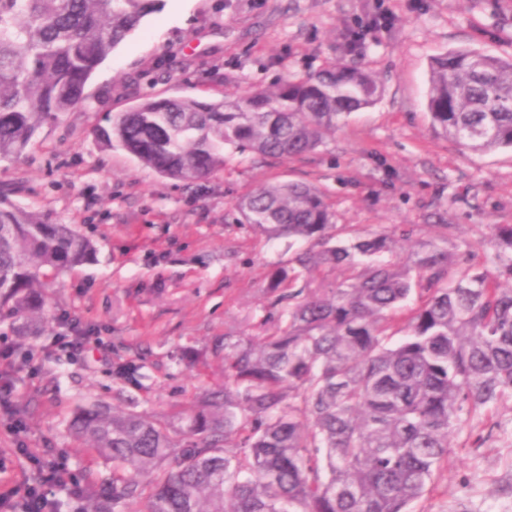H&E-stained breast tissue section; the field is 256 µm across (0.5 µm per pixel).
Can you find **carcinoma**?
Segmentation results:
<instances>
[{"mask_svg": "<svg viewBox=\"0 0 512 512\" xmlns=\"http://www.w3.org/2000/svg\"><path fill=\"white\" fill-rule=\"evenodd\" d=\"M162 0H0V161L16 160L42 126L90 105L98 66ZM427 107L435 134L472 152L512 149V58L477 50L434 57ZM383 86L338 59L231 102L149 97L109 118L119 145L164 177L193 182L224 168V149L290 159L315 151ZM240 210L267 240L310 247L269 276L264 335H224V385L204 387L174 426L119 404L78 409L74 441L112 462V505L80 487L85 512H410L448 465L451 438L512 401V224L467 242L453 224L402 258L399 236H351L321 189L266 182ZM69 224L0 197V314L18 343L46 330L45 288L92 260ZM320 266L342 279L297 287ZM144 365L115 363L120 384Z\"/></svg>", "mask_w": 512, "mask_h": 512, "instance_id": "cac0c4a2", "label": "carcinoma"}]
</instances>
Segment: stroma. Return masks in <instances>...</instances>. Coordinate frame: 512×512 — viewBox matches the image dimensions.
Wrapping results in <instances>:
<instances>
[{"label":"stroma","mask_w":512,"mask_h":512,"mask_svg":"<svg viewBox=\"0 0 512 512\" xmlns=\"http://www.w3.org/2000/svg\"><path fill=\"white\" fill-rule=\"evenodd\" d=\"M361 30L360 50L345 36ZM512 56V0H164L97 68L79 109L40 129L13 163L0 162V195L74 225L96 247L92 261L46 290L54 330L17 348L0 319V368L17 363L16 385L1 400L20 410L14 434L0 413V493L34 481V464L64 457L76 482L112 496V465L77 447L67 423L78 406L115 401L117 389L175 422L198 396L200 376L222 383L213 349L225 333L259 336L272 298L268 273L287 264V240L269 241L240 222L238 202L269 181L318 186L336 223L359 233L438 224L473 241L492 224H512V150L472 153L436 136L427 110L432 57L453 49ZM373 71L381 99L352 114L323 145L297 159L226 151L222 170L188 184L160 176L121 147L105 150L96 131L108 117L150 96L204 102L305 76L336 59ZM87 348L56 346L67 320ZM200 354L196 368L175 361ZM142 360V386H118L114 363ZM451 464L415 512H512V403L465 427Z\"/></svg>","instance_id":"1"}]
</instances>
